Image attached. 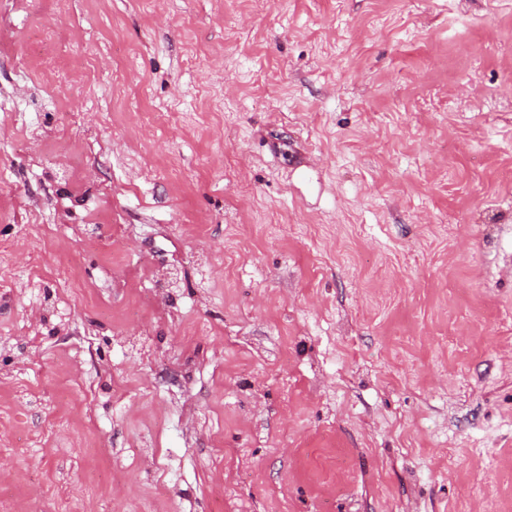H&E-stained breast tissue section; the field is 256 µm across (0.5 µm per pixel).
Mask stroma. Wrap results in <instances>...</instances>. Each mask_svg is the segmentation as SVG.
Here are the masks:
<instances>
[{
  "label": "stroma",
  "mask_w": 512,
  "mask_h": 512,
  "mask_svg": "<svg viewBox=\"0 0 512 512\" xmlns=\"http://www.w3.org/2000/svg\"><path fill=\"white\" fill-rule=\"evenodd\" d=\"M0 512H512V0H0Z\"/></svg>",
  "instance_id": "1"
}]
</instances>
